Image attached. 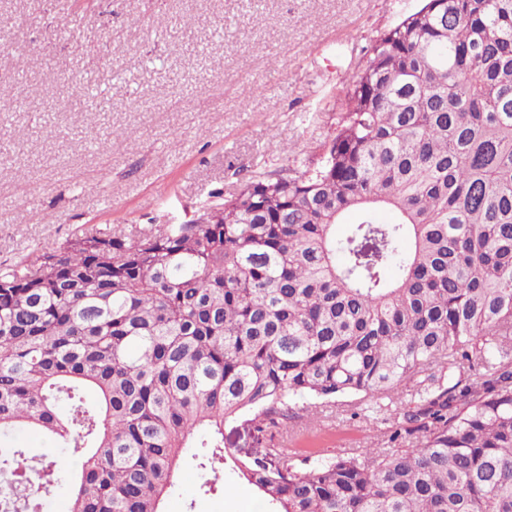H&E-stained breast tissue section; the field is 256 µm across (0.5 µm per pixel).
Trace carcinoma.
I'll use <instances>...</instances> for the list:
<instances>
[{"instance_id":"1","label":"carcinoma","mask_w":512,"mask_h":512,"mask_svg":"<svg viewBox=\"0 0 512 512\" xmlns=\"http://www.w3.org/2000/svg\"><path fill=\"white\" fill-rule=\"evenodd\" d=\"M344 101L313 169L0 267V439L81 461L0 448V512L60 483L67 512H164L186 460L207 494L229 458L267 512H512V0H425ZM344 396L389 447L275 446Z\"/></svg>"}]
</instances>
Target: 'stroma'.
<instances>
[{"mask_svg": "<svg viewBox=\"0 0 512 512\" xmlns=\"http://www.w3.org/2000/svg\"><path fill=\"white\" fill-rule=\"evenodd\" d=\"M423 0H0V265L85 231L190 219L249 178L313 166L345 110L342 88L370 43ZM168 27L156 33L154 22ZM224 39L212 40L215 24ZM37 64L19 75L20 55ZM107 101L91 111L85 73ZM124 129L119 140L112 128ZM100 149L87 150L90 141ZM290 152H283V145ZM388 426L346 406L295 423L281 447L326 456L383 448ZM202 495L184 464L167 512H262L225 464Z\"/></svg>", "mask_w": 512, "mask_h": 512, "instance_id": "obj_1", "label": "stroma"}]
</instances>
